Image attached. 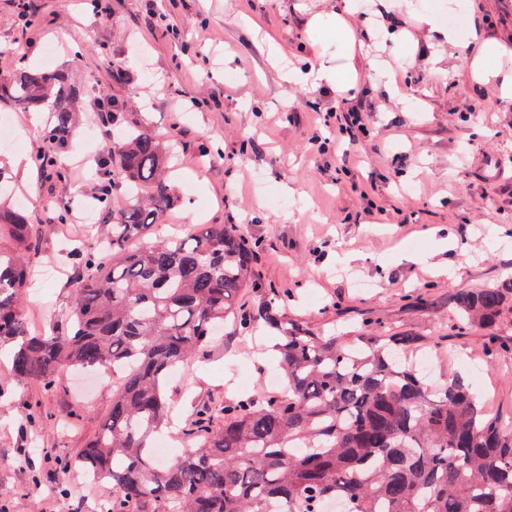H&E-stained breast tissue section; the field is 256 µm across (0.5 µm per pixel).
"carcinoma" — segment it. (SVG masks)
<instances>
[{
    "instance_id": "cac0c4a2",
    "label": "carcinoma",
    "mask_w": 512,
    "mask_h": 512,
    "mask_svg": "<svg viewBox=\"0 0 512 512\" xmlns=\"http://www.w3.org/2000/svg\"><path fill=\"white\" fill-rule=\"evenodd\" d=\"M78 91L60 70L30 67L0 78V101L49 107L43 170L60 180L56 148L76 122ZM172 148L128 129L103 160L102 187L127 185V205L98 200V250L82 258L70 331L33 334L19 311L32 225L0 201V346L12 345L14 375L50 386L65 366L120 367L112 405L79 463L112 483L100 512H512V430L456 379L431 385L407 360L413 336L351 339L289 323L280 299L244 318L236 298L251 278L256 243L238 224H199L149 247L135 242L178 202L169 183ZM459 318L489 331L487 356L506 349L493 333L512 303V281L451 296ZM247 332L264 320L284 374L277 395L258 393L207 406L196 445L160 463L153 440L169 424L170 373L211 342L230 317Z\"/></svg>"
}]
</instances>
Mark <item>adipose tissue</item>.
Segmentation results:
<instances>
[{
    "mask_svg": "<svg viewBox=\"0 0 512 512\" xmlns=\"http://www.w3.org/2000/svg\"><path fill=\"white\" fill-rule=\"evenodd\" d=\"M366 0H336L331 11L314 13L308 26L315 34L313 41L318 53L329 46L344 52L347 63L343 67L322 66L318 78L325 85L343 92L354 88L357 81L355 37L352 23L365 13ZM385 12L413 21L423 29L434 51L429 59L433 72L453 75L456 69L448 47L467 41L472 47L468 59V78L491 90L497 104L512 106V47L494 37L486 36L477 26H470L467 34L446 22V14L473 15L472 0H448L447 11L426 8L422 0H380Z\"/></svg>",
    "mask_w": 512,
    "mask_h": 512,
    "instance_id": "obj_1",
    "label": "adipose tissue"
}]
</instances>
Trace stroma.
Returning a JSON list of instances; mask_svg holds the SVG:
<instances>
[{
    "mask_svg": "<svg viewBox=\"0 0 512 512\" xmlns=\"http://www.w3.org/2000/svg\"><path fill=\"white\" fill-rule=\"evenodd\" d=\"M49 31L27 64L66 70L81 92L78 121L59 150L65 181L37 167L46 123L0 103L6 142L0 165L13 204L33 227L31 285L21 313L31 331L63 333L76 292L74 251H93L91 213L103 152L138 126L178 143L170 167L181 197L154 242L198 224H240L257 240L256 287L238 309L283 299L289 321L349 336L404 333L429 356L432 384L468 383L486 409L512 427V349L489 359L485 333L458 328L450 297L512 280V108L470 82L469 47L453 51L457 72L434 74L427 39L407 21L416 62L398 74L424 114L408 111L367 75L339 93L281 80L272 54L299 67L315 59L309 17L329 0H112L101 18L85 0H29ZM16 0H0V77L23 31ZM485 30L512 40V0H475ZM117 111L97 112L99 96ZM358 110L363 130L339 134L335 114ZM295 199H288L286 189ZM80 198L74 223L57 211ZM264 325L220 336L168 378L179 453L202 407L269 391L277 374ZM112 404V375L61 369L53 386L13 377L0 358V512H98L112 488L77 463Z\"/></svg>",
    "mask_w": 512,
    "mask_h": 512,
    "instance_id": "obj_1",
    "label": "stroma"
}]
</instances>
